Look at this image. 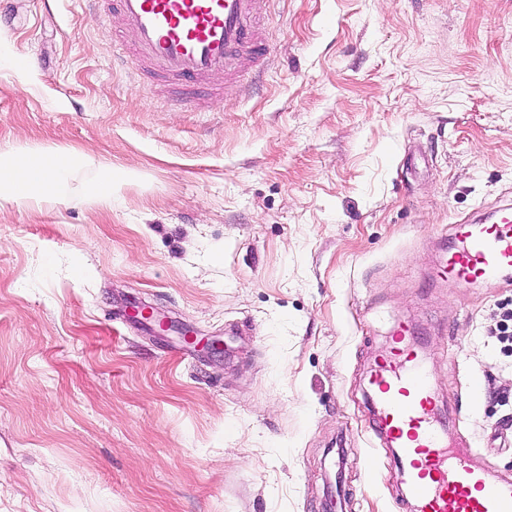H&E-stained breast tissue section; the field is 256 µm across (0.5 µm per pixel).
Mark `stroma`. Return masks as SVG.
Instances as JSON below:
<instances>
[{
	"mask_svg": "<svg viewBox=\"0 0 512 512\" xmlns=\"http://www.w3.org/2000/svg\"><path fill=\"white\" fill-rule=\"evenodd\" d=\"M265 21L264 65L181 109L122 59L119 16L11 0L0 53L31 79L0 68V152L136 175L0 206V512H413L371 429L394 318L456 448L512 478V286L430 279L449 224L512 201V0Z\"/></svg>",
	"mask_w": 512,
	"mask_h": 512,
	"instance_id": "1",
	"label": "stroma"
}]
</instances>
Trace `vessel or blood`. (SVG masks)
I'll use <instances>...</instances> for the list:
<instances>
[{
  "mask_svg": "<svg viewBox=\"0 0 512 512\" xmlns=\"http://www.w3.org/2000/svg\"><path fill=\"white\" fill-rule=\"evenodd\" d=\"M132 32L129 54L173 102L188 106L179 87L190 80L210 86L220 73L235 80L271 50L262 24L265 0H114ZM434 273L456 287L494 285L512 275V204L483 219L450 228ZM413 328L397 322L396 343L373 372L377 435L399 448L407 493L416 512H512V480L489 482L483 467L450 450L438 425L433 376L407 340Z\"/></svg>",
  "mask_w": 512,
  "mask_h": 512,
  "instance_id": "b4317fda",
  "label": "vessel or blood"
}]
</instances>
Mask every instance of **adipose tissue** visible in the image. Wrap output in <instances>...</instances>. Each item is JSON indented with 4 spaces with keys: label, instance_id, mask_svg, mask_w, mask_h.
I'll use <instances>...</instances> for the list:
<instances>
[{
    "label": "adipose tissue",
    "instance_id": "1",
    "mask_svg": "<svg viewBox=\"0 0 512 512\" xmlns=\"http://www.w3.org/2000/svg\"><path fill=\"white\" fill-rule=\"evenodd\" d=\"M87 166L98 167V180L82 193H75L70 184L71 173ZM131 175V170L101 163L90 151L33 150L21 146L0 153V204H58L76 199L83 203L108 202Z\"/></svg>",
    "mask_w": 512,
    "mask_h": 512
}]
</instances>
